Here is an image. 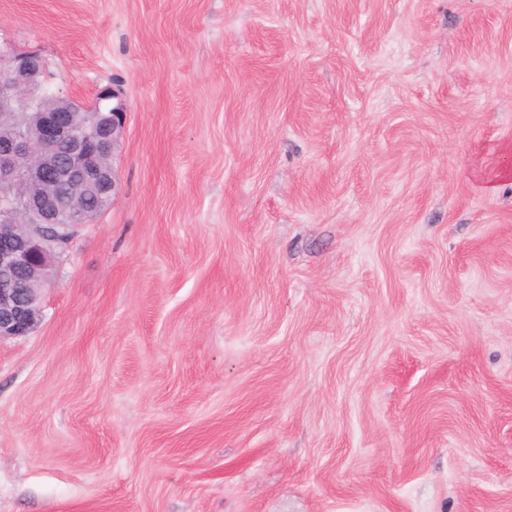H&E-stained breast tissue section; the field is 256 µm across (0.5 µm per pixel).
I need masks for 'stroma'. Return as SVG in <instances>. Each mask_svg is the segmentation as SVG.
Returning a JSON list of instances; mask_svg holds the SVG:
<instances>
[{"mask_svg":"<svg viewBox=\"0 0 512 512\" xmlns=\"http://www.w3.org/2000/svg\"><path fill=\"white\" fill-rule=\"evenodd\" d=\"M126 107L0 342V512H512V0H0Z\"/></svg>","mask_w":512,"mask_h":512,"instance_id":"1","label":"stroma"}]
</instances>
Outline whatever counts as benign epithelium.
I'll return each instance as SVG.
<instances>
[{"label": "benign epithelium", "instance_id": "benign-epithelium-1", "mask_svg": "<svg viewBox=\"0 0 512 512\" xmlns=\"http://www.w3.org/2000/svg\"><path fill=\"white\" fill-rule=\"evenodd\" d=\"M46 72L40 52L0 46V341L27 335L38 321L60 254L48 228L91 223L86 196L109 206L117 191L120 92L101 86L89 105L56 94L54 109L31 112Z\"/></svg>", "mask_w": 512, "mask_h": 512}]
</instances>
